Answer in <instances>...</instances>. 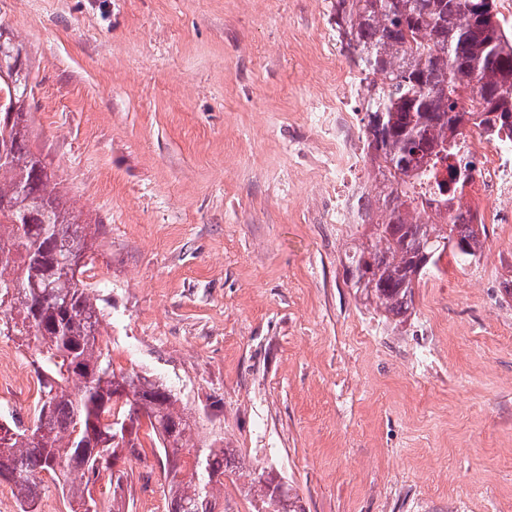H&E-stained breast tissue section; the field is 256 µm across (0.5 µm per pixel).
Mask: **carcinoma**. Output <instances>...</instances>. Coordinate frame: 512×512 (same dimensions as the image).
Returning a JSON list of instances; mask_svg holds the SVG:
<instances>
[{"label":"carcinoma","mask_w":512,"mask_h":512,"mask_svg":"<svg viewBox=\"0 0 512 512\" xmlns=\"http://www.w3.org/2000/svg\"><path fill=\"white\" fill-rule=\"evenodd\" d=\"M336 36L365 75L363 146L379 189L360 197L368 240L348 257L351 284L364 300L402 322L415 288L452 249L463 264L481 255L485 225L440 208L471 178L461 155L470 122L487 138L512 135V31L495 0H335ZM22 50L0 26V92L14 110L0 120V314L15 316L0 334L33 339L39 399L33 422H0V483L34 508L41 476L58 474L82 512H123L127 474L118 460L140 455L141 421L163 450L169 478L166 512H216L224 473L245 468L230 448L191 443L194 421L177 394L134 370L115 369L99 343L103 308L82 279L93 262L95 234L68 205L43 154L34 148L30 74L10 71ZM440 198L419 190L438 168ZM112 482V499L93 488ZM303 512L291 488L272 473L250 479L255 512Z\"/></svg>","instance_id":"1"}]
</instances>
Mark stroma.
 <instances>
[{
  "instance_id": "obj_1",
  "label": "stroma",
  "mask_w": 512,
  "mask_h": 512,
  "mask_svg": "<svg viewBox=\"0 0 512 512\" xmlns=\"http://www.w3.org/2000/svg\"><path fill=\"white\" fill-rule=\"evenodd\" d=\"M334 0H0L31 60L37 147L99 228L89 282L114 365L166 383L195 441L235 449L222 512L269 469L305 512H512V224L445 253L405 323L347 281L364 224H328L331 117L356 77ZM0 406L31 420L17 336ZM126 512H165L159 454Z\"/></svg>"
}]
</instances>
